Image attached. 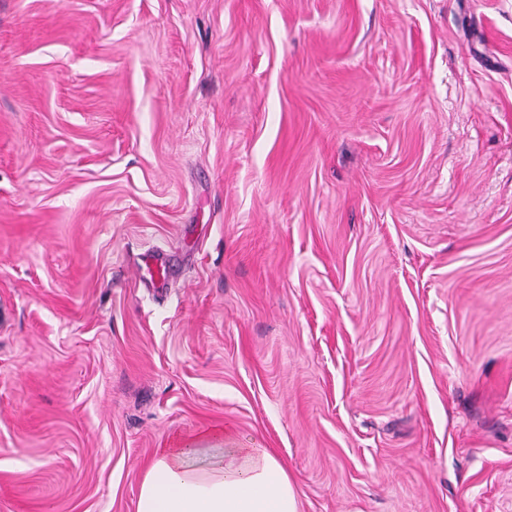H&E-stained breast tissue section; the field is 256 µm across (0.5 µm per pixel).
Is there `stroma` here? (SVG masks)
I'll list each match as a JSON object with an SVG mask.
<instances>
[{"label": "stroma", "mask_w": 512, "mask_h": 512, "mask_svg": "<svg viewBox=\"0 0 512 512\" xmlns=\"http://www.w3.org/2000/svg\"><path fill=\"white\" fill-rule=\"evenodd\" d=\"M224 426L512 512V0H0V512Z\"/></svg>", "instance_id": "35a3bbf8"}]
</instances>
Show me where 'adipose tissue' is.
I'll return each instance as SVG.
<instances>
[{
    "label": "adipose tissue",
    "instance_id": "1",
    "mask_svg": "<svg viewBox=\"0 0 512 512\" xmlns=\"http://www.w3.org/2000/svg\"><path fill=\"white\" fill-rule=\"evenodd\" d=\"M137 512H298V502L268 449L241 446L232 429H208L157 449Z\"/></svg>",
    "mask_w": 512,
    "mask_h": 512
}]
</instances>
